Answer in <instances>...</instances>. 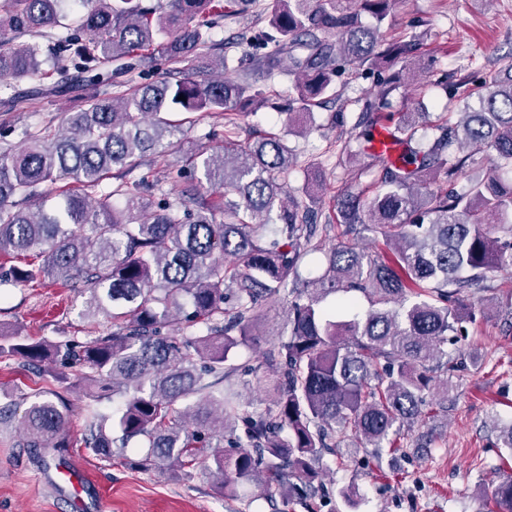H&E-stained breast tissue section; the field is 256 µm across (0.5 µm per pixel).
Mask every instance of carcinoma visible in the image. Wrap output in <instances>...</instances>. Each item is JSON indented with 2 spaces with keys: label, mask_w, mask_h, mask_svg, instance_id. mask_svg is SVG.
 <instances>
[{
  "label": "carcinoma",
  "mask_w": 512,
  "mask_h": 512,
  "mask_svg": "<svg viewBox=\"0 0 512 512\" xmlns=\"http://www.w3.org/2000/svg\"><path fill=\"white\" fill-rule=\"evenodd\" d=\"M250 2L81 0L75 22L43 51L30 39L60 26L63 0H0V28L14 33L0 43V91L27 78L47 95L56 91L48 75L69 73L67 90L84 101L55 131L34 130L23 148L0 152V256L38 251V267L9 268L12 283L79 281L82 317L112 318L111 334L85 342L0 333L1 359L63 385L6 399L0 423L16 422L18 445L42 459L70 445L62 392L119 397V411L89 405L83 415L81 443L100 460L144 472L200 468L225 498L249 494L275 508L279 497L317 512L323 454L353 442L400 448L404 427L448 405L466 361L458 337L498 306L512 311V289L498 305L463 295L488 272L512 269V66L484 81L478 107L432 125V138L392 111V88L381 83L360 121L377 115L404 152L376 156L369 185L338 200L326 225L342 226L345 240L329 247L316 196L288 190L297 157L286 136L313 126V108L335 93L345 65H392L416 43L385 41L397 0H272L270 29L249 37L250 64L235 79L217 76L224 54L211 31ZM283 55L292 77L285 131L242 143L241 118L274 106L255 75L273 76ZM133 71L149 82L109 92L121 87L115 75ZM201 110L224 115V144L186 149L171 115ZM466 146L491 164L458 192ZM151 152L184 154L177 177L186 171L190 183L178 201L156 194L146 173L93 201L71 193L53 208L29 206L58 180L93 189ZM207 184L224 187L221 221ZM360 226L391 256L359 247ZM315 253L326 266L304 279ZM359 294L369 308L349 319ZM280 301L286 331L263 362L233 363L254 341L258 312ZM250 375L245 395L236 377ZM128 448L140 452L131 458ZM492 499L512 512V475Z\"/></svg>",
  "instance_id": "obj_1"
}]
</instances>
